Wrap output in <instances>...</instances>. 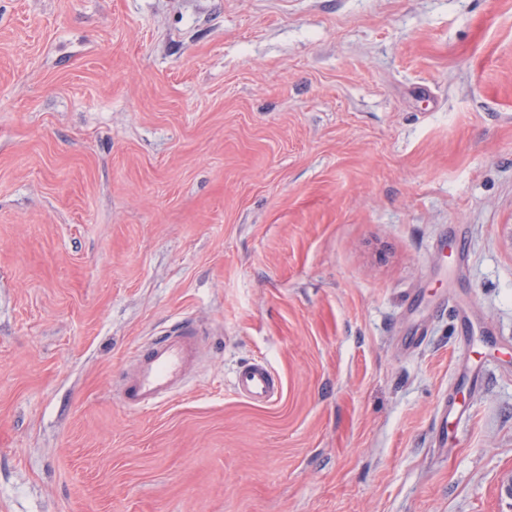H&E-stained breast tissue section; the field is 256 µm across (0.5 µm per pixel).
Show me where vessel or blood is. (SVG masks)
Here are the masks:
<instances>
[{
    "mask_svg": "<svg viewBox=\"0 0 512 512\" xmlns=\"http://www.w3.org/2000/svg\"><path fill=\"white\" fill-rule=\"evenodd\" d=\"M196 336V326L181 321L143 345L123 380L124 405L133 410L149 409L183 388L199 360ZM232 386L235 394L255 405L270 403L279 390L275 374L261 360L240 367Z\"/></svg>",
    "mask_w": 512,
    "mask_h": 512,
    "instance_id": "vessel-or-blood-1",
    "label": "vessel or blood"
}]
</instances>
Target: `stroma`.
Returning <instances> with one entry per match:
<instances>
[{
	"label": "stroma",
	"instance_id": "1",
	"mask_svg": "<svg viewBox=\"0 0 512 512\" xmlns=\"http://www.w3.org/2000/svg\"><path fill=\"white\" fill-rule=\"evenodd\" d=\"M181 320L187 386L125 408ZM511 484L512 0H0V512ZM194 324L180 321L143 345L123 380L121 398L133 410L149 409L179 391L199 360ZM232 386L235 394L255 405L270 403L279 390V382L262 360L240 367L234 374Z\"/></svg>",
	"mask_w": 512,
	"mask_h": 512
}]
</instances>
